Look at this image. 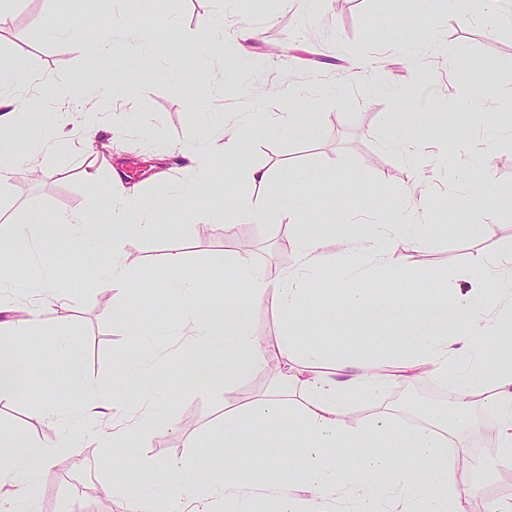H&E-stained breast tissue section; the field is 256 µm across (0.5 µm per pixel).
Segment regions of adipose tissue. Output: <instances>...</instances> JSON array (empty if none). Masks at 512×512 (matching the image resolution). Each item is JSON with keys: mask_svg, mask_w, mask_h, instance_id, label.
<instances>
[{"mask_svg": "<svg viewBox=\"0 0 512 512\" xmlns=\"http://www.w3.org/2000/svg\"><path fill=\"white\" fill-rule=\"evenodd\" d=\"M123 26H115L112 36L91 37L85 31L70 35L73 46L96 63L101 79L96 104L88 109L62 110L46 123L29 149L13 151L0 157V188L10 185L18 169L37 172L40 161L53 153L68 131L93 135L100 121L110 129L122 128L126 114L114 102L117 78L112 69V37L122 34ZM34 81L11 60L0 57V140H7L31 97ZM264 123L274 134H305L298 113L283 115L264 113L241 118L232 128L212 126L205 141L180 146L179 153L188 161L193 178L187 192H208L216 183V167L209 143L224 142L225 159L234 161L242 178L252 185L268 183L271 172L264 166L246 161L238 151V140L255 123ZM86 182L105 195L112 225V254L99 273V285L123 297L134 290L129 276L124 239L131 231L129 216L136 201L121 177L101 182L97 171L85 173ZM83 216L60 217L57 224H27L13 235L14 243L25 250L48 243L56 250L76 252L83 248L81 230ZM244 287L240 299L222 307L192 308L177 325L176 335L183 338L181 369L192 380L207 383L215 396H222L243 373H261L269 366V351L249 331L245 310L263 304L267 293H275L284 320H293L305 309L303 291L299 288L273 285L262 268L241 262ZM474 292L458 296L449 303L447 288L434 291L428 309L446 312L455 306L459 322L455 335L436 333L425 322L410 317L404 325L405 352L390 361L364 355L329 361L324 347L315 341H299L291 335L281 336L280 351L294 352L302 360V368L291 378L308 395L305 410L288 415L277 395L251 406L226 409L224 412L225 449L242 447L245 440L262 442L266 433L281 432L297 439L309 457L305 469H289L275 484L245 487L235 472L184 481V468L172 464L169 480L175 490L164 500L162 512H211L213 499L227 495L248 498L270 495L291 512L294 503H307V512H324L328 500L342 501L360 493L358 512H466L468 493L455 483L459 458L451 448L448 435L454 430L446 418L434 417L431 427L402 425L389 414L374 420L353 417L351 408L360 398L387 387L395 380H414L433 376L451 381L461 406L472 405L475 397L488 395L491 407L498 413L500 452L491 459L497 467L512 462V308L501 307L494 318L481 322L473 319ZM64 307L55 286H47L41 303L29 306L25 316L12 320L11 306L0 297V398L14 392L19 337L37 335L43 328L44 306ZM492 349V365H484L485 349ZM223 355V365H216V355ZM69 373L75 387L84 390L86 398L77 410L87 424L92 438L104 448L122 447L124 440L145 439L146 423L153 417L149 404L138 406L133 415L120 425H105L111 416L114 399L107 391L86 385L77 364ZM28 479L19 461L14 442L0 438V512H16Z\"/></svg>", "mask_w": 512, "mask_h": 512, "instance_id": "1", "label": "adipose tissue"}]
</instances>
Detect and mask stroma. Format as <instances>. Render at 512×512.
Instances as JSON below:
<instances>
[{"label": "stroma", "mask_w": 512, "mask_h": 512, "mask_svg": "<svg viewBox=\"0 0 512 512\" xmlns=\"http://www.w3.org/2000/svg\"><path fill=\"white\" fill-rule=\"evenodd\" d=\"M11 6L12 21L0 30V55L15 59L41 83L12 132L9 146L16 151L29 148L67 87L91 88L100 79L97 67L73 51L59 30L77 31L93 20L107 32L123 22L134 32L157 33L164 55L129 69L123 61L141 45L116 43L113 59L122 80L137 89L125 128L116 137L104 126L90 140L70 137L44 158L36 176L18 172L0 192V235L11 236L22 224H52L71 213L92 226L109 223L108 205L83 177L89 167L104 180L118 170L148 202L175 195L188 174L180 159L162 157V149L190 142L208 126L233 124L241 112L298 110L315 130L311 136L251 131L239 149L271 169L269 183L249 185L231 167H221V193H201L158 211L157 221L172 227L169 234L127 236L124 248L137 286L125 297L97 291L95 265L76 255L50 249L38 257L0 247V269L10 274L9 293L17 302L33 300L49 278L62 287L69 306L62 322L54 311H45L41 334L29 338L21 353L23 361L41 364V371L17 396L0 400V434L13 436L17 445L62 437L73 442L48 468L38 455L25 456L36 512H128L113 486L154 495L165 490L167 467L179 460L191 475L234 470L244 485L260 477L270 483L280 479L277 469L254 468L260 454L297 468L307 465V458L277 433L258 448L248 442L232 453L218 452L225 405L263 397L272 381L262 373L245 375L218 398L206 384L185 377L177 345L165 334L185 315L184 306L168 297L169 285L182 273L196 277L199 304L217 305L234 277L233 262L248 259L276 282L298 269L300 225L328 223L330 212H337L341 223L357 225L348 245L362 257L365 226L387 221L403 203L408 210L402 233L418 231L422 238L400 251L396 271L372 262L353 275L332 265L303 277L307 308L322 309L333 289H369L386 301L383 320L357 312L287 322L270 295L248 312L253 335L273 348L290 332L324 344L339 359L395 356L404 346L403 324L412 311L439 332L457 329L455 312L436 316L423 304L442 285L469 290L479 255L485 259L481 304L491 312L504 304L512 284V144L503 140L512 127V24L488 27L467 8H449L446 0H305L291 7L282 0H166L153 9L140 0H11ZM44 14L50 15V26L37 24ZM219 14L226 15L227 26L224 50L217 55L199 42L198 27ZM165 17L175 21V29L161 27ZM242 26L254 32L245 43L234 36ZM359 59L376 61L375 71H359L354 66ZM401 86L410 88L412 99L430 101V114H417L410 106L392 118L391 92ZM443 129L452 142H473L488 155L483 197L473 199L461 171L435 165L427 156V202L408 206L412 170L391 143L408 134L429 144ZM303 170L315 175L316 183L302 181ZM285 187L305 200L295 220L272 215L255 223L224 221V191L273 203ZM172 250L184 254L185 271L165 265ZM117 308L135 311L154 329V358H147L129 326L114 316ZM62 332L91 383L117 387L121 400L154 396L156 416L146 444L111 453L85 438V424L68 414L82 395L66 371V358L53 347ZM410 394L423 396L428 408L460 411L451 387L438 386L431 377L390 385L354 409L366 417L389 412L407 424L415 414L402 399ZM43 403L56 405L62 415L58 423L36 415ZM498 452L495 446L480 453L470 446L461 457L455 479L470 491L468 512H484L490 500L512 502V467L486 470L475 461L476 455L493 458Z\"/></svg>", "instance_id": "obj_1"}]
</instances>
